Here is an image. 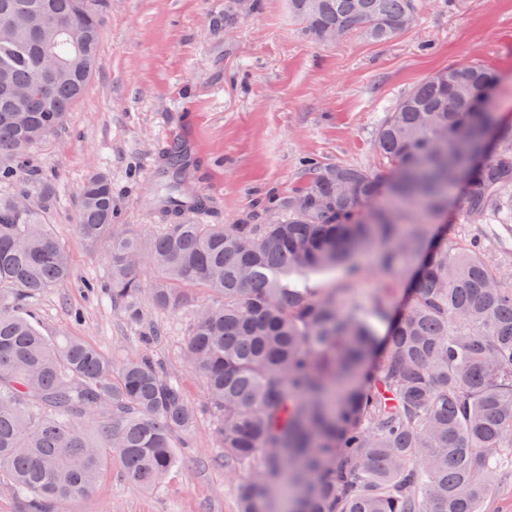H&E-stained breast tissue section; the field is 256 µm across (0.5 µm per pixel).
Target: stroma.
Instances as JSON below:
<instances>
[{
	"instance_id": "stroma-1",
	"label": "stroma",
	"mask_w": 512,
	"mask_h": 512,
	"mask_svg": "<svg viewBox=\"0 0 512 512\" xmlns=\"http://www.w3.org/2000/svg\"><path fill=\"white\" fill-rule=\"evenodd\" d=\"M467 61L497 73L486 109L512 128V0H425L415 25L388 42L353 34L321 44L303 35L288 0H110L95 73L31 154L54 188L50 222L72 276L30 309L45 335L79 337L113 358L150 355L199 415L162 489L134 488L115 463L93 492L55 512H236L204 385L181 359L190 310L146 303L134 323L84 287L110 273L105 244L73 230L88 175L108 174L121 223L147 233L159 217L143 191L157 184L163 152L184 140L190 184L209 203L205 223L232 224L300 190L306 161L379 169L373 141L386 112L423 79ZM151 328L164 339L147 347L139 338Z\"/></svg>"
}]
</instances>
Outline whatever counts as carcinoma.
<instances>
[{
    "mask_svg": "<svg viewBox=\"0 0 512 512\" xmlns=\"http://www.w3.org/2000/svg\"><path fill=\"white\" fill-rule=\"evenodd\" d=\"M107 0H0V184L62 126L96 70ZM305 34L337 30L374 42L411 28L417 0H289ZM83 41L54 51L61 69L41 90L50 42L36 19ZM497 74L452 64L386 113L373 147L386 169L315 164L305 187L266 224H183L206 200L188 186L182 147L162 162L153 234L116 223L112 181L85 180L74 232L108 239L100 288L130 321L146 299L192 305L181 356L203 381L224 469L237 476L236 512H481L512 464V273L473 234L428 251L424 218L448 205L461 177L463 222L512 224V131L495 132L480 100ZM389 193L385 206L376 200ZM51 186L0 194V477L26 512L89 495L116 458L134 487L163 486L179 465L177 438L197 423L179 382L145 354L113 359L75 336H46L30 303L71 277L48 224ZM420 259L404 312L377 288L356 301L364 263L384 281ZM349 267L338 286L311 274ZM148 266L154 276L146 279ZM99 423L96 434L84 422Z\"/></svg>",
    "mask_w": 512,
    "mask_h": 512,
    "instance_id": "1",
    "label": "carcinoma"
}]
</instances>
